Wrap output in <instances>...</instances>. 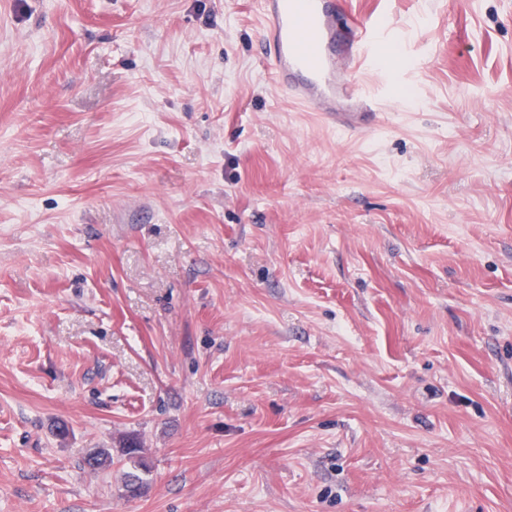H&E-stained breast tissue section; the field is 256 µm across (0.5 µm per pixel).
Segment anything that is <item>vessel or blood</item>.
Wrapping results in <instances>:
<instances>
[{
  "label": "vessel or blood",
  "instance_id": "obj_1",
  "mask_svg": "<svg viewBox=\"0 0 512 512\" xmlns=\"http://www.w3.org/2000/svg\"><path fill=\"white\" fill-rule=\"evenodd\" d=\"M265 54L277 84L343 130L369 128L380 105L357 73L375 67L394 35L385 20L337 14L336 0H261Z\"/></svg>",
  "mask_w": 512,
  "mask_h": 512
}]
</instances>
